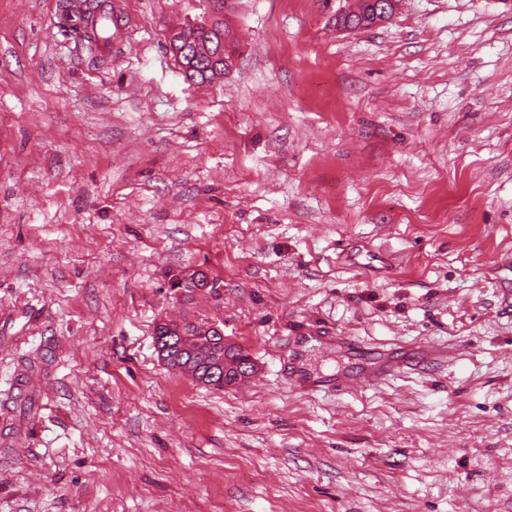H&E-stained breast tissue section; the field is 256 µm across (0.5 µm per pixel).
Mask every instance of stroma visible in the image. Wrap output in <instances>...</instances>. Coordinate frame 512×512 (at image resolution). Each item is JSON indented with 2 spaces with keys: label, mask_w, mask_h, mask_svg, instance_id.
I'll return each instance as SVG.
<instances>
[{
  "label": "stroma",
  "mask_w": 512,
  "mask_h": 512,
  "mask_svg": "<svg viewBox=\"0 0 512 512\" xmlns=\"http://www.w3.org/2000/svg\"><path fill=\"white\" fill-rule=\"evenodd\" d=\"M62 2L0 0V512H512V0H227L204 84L167 36L209 0H118L93 57ZM161 319L254 373L171 370ZM415 343L457 355L292 386ZM370 0H355L356 4L353 9H350V5H345L338 10L336 13H340L343 16V20L346 21L349 18L352 22L357 24L358 26L363 22L364 26L360 29L356 27L353 28V31L368 29L371 26L373 20L371 19V15L373 14V9ZM196 328H198L196 331L197 336H209L210 337L214 334L215 335L214 339H219L220 344L224 345V347L219 346L217 344V342H214L212 345V348L216 349L215 350L216 353L224 356V349H226V346L224 343V332L217 325L209 324V323H200V324H197V326H196V323L179 324V323L170 321L168 326H163V329H165L167 332L172 331V333L175 334L176 336H178L177 331H183L185 334H188V335L194 334V331L196 330ZM219 337H221V338H219ZM213 341H217V340H213Z\"/></svg>",
  "instance_id": "1"
}]
</instances>
